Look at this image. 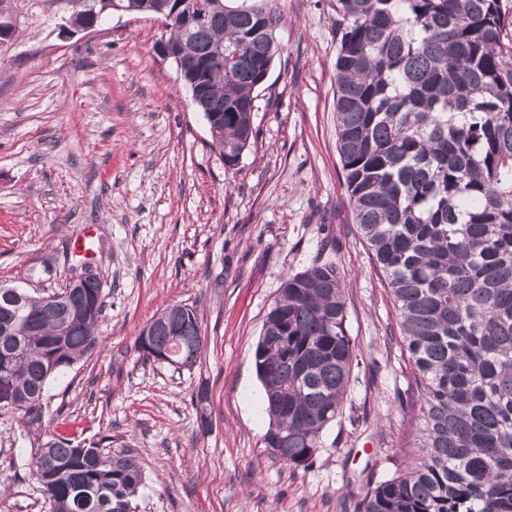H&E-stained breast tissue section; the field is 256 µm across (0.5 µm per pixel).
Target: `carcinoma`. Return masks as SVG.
Returning a JSON list of instances; mask_svg holds the SVG:
<instances>
[{
  "label": "carcinoma",
  "mask_w": 512,
  "mask_h": 512,
  "mask_svg": "<svg viewBox=\"0 0 512 512\" xmlns=\"http://www.w3.org/2000/svg\"><path fill=\"white\" fill-rule=\"evenodd\" d=\"M163 0H118L154 15ZM203 20L166 23L192 45L179 71L232 168L255 137L254 92L279 47L273 0H191ZM336 133L355 223L385 274L414 367L419 428L397 475L355 512H512V19L500 0H336ZM76 9L73 29L102 26ZM0 285V411L39 428L50 383L99 348L102 281L39 292ZM204 336L173 305L138 337L145 359L192 368ZM269 419L264 443L306 467L343 413L355 338L334 263L286 276L254 352ZM30 465L51 512H134L140 460L53 433Z\"/></svg>",
  "instance_id": "cac0c4a2"
}]
</instances>
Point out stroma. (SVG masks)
I'll use <instances>...</instances> for the list:
<instances>
[{
	"label": "stroma",
	"mask_w": 512,
	"mask_h": 512,
	"mask_svg": "<svg viewBox=\"0 0 512 512\" xmlns=\"http://www.w3.org/2000/svg\"><path fill=\"white\" fill-rule=\"evenodd\" d=\"M281 51L257 90L256 138L226 168L155 18L64 37L68 0H11L0 43V284L74 243L105 294L102 343L53 381L42 431L112 439L142 463L136 512H354L416 436L417 393L388 282L353 219L337 151L336 0H276ZM333 247L321 251L323 238ZM343 277L355 367L343 414L307 468L266 448L254 351L286 275L315 257ZM197 311V363L145 360L137 340L173 304ZM34 436L0 412V512H47Z\"/></svg>",
	"instance_id": "1"
}]
</instances>
